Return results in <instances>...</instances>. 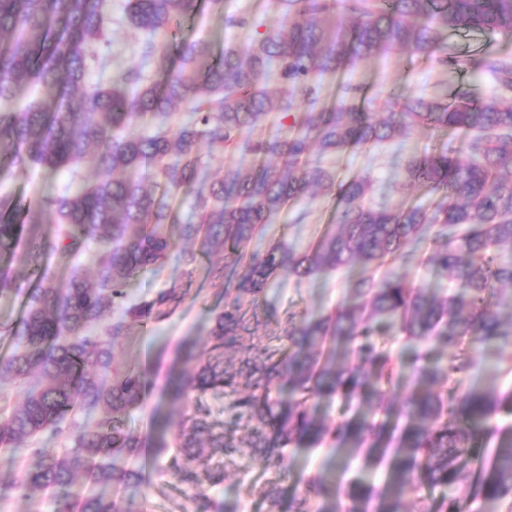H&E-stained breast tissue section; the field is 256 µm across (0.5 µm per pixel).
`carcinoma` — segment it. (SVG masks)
Wrapping results in <instances>:
<instances>
[{"mask_svg": "<svg viewBox=\"0 0 512 512\" xmlns=\"http://www.w3.org/2000/svg\"><path fill=\"white\" fill-rule=\"evenodd\" d=\"M104 0H0V148L9 155L6 172L38 167L66 169L74 188L22 205L0 198V248L25 228L48 224L49 253H81L95 240L100 250L93 279L77 274L65 281L46 275L29 290L21 319L5 325L15 349L0 358V380L25 383L21 404L0 411V447L57 433L72 413L101 417L69 427L72 446L63 454L32 448L17 483L1 489L56 490L54 512H119L96 492L119 487L138 473L119 465L122 455L164 444L124 428L126 412L145 399L147 371L136 366L112 374V341L124 334L126 319L167 315L163 306L176 288L142 307L126 306L125 287L135 274L161 267L174 242L164 233L178 227L200 239L202 252L226 251L214 274L232 286L224 290V312L211 333L212 353L201 358L185 389L204 393L230 389L224 413L251 431L247 447L215 437L209 452L232 460L250 456L267 466L286 468L290 444L351 447L365 461L387 467L382 488L362 485L345 493L312 477L294 512H309L311 499L324 501L320 512H406L403 495L427 485L445 490L435 512H468L470 500L504 502L512 512V438L485 456L477 442L488 419L512 411V393L494 397L470 386L461 375L472 366L475 343L512 344V318L494 307L496 287L512 285V59L488 57L480 63L494 78L499 94L473 104L461 92L455 102L395 95L399 110L381 116L357 105L362 88L337 85V101H321V78L348 63L398 49L425 55L442 65L466 70L468 59L448 60L447 35L460 30H491L512 35V0H279L283 19L252 41L245 52L180 37L184 22L198 11V0H128L127 23L162 32L165 43L149 42L145 56L162 75V87L144 83L137 67L127 68L106 85L92 83V67L105 62L109 18ZM275 75L279 94L267 89ZM303 92L308 106L297 109ZM171 132L151 136L124 133L131 121L164 124ZM428 131L457 138L450 151H425L399 160L408 181L437 194L429 207L417 203L371 204L369 177L340 179L322 159L369 144L407 140ZM205 143L243 155L238 165L210 179ZM96 150L97 175L79 170ZM336 195L337 230L304 251L278 241L263 253L249 243L286 208L318 192ZM192 199L182 215L183 197ZM433 228L427 262L463 292L440 295L413 287L392 270L405 247L425 239ZM362 266L354 284L358 301L343 302L328 314L286 318L289 350H270L259 341L238 369L224 364L219 350L240 345L256 317L250 307L276 287L286 271L299 278L323 271ZM120 318L94 327L112 309ZM433 342L452 350L444 365L421 368L401 403L405 422L394 448H382L386 426L361 416L376 386L399 383L395 359L380 347L379 335ZM245 378L244 390L236 379ZM284 382L293 398L271 397ZM339 397L355 408L351 418L327 428L308 405L316 397ZM196 421L182 430L170 469L194 488V512H223V505L196 489L192 463L204 452ZM81 474L90 490L65 493ZM467 490V496L456 492Z\"/></svg>", "mask_w": 512, "mask_h": 512, "instance_id": "cac0c4a2", "label": "carcinoma"}]
</instances>
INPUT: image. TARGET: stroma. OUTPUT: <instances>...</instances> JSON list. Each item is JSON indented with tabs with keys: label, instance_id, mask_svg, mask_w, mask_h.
Here are the masks:
<instances>
[{
	"label": "stroma",
	"instance_id": "1",
	"mask_svg": "<svg viewBox=\"0 0 512 512\" xmlns=\"http://www.w3.org/2000/svg\"><path fill=\"white\" fill-rule=\"evenodd\" d=\"M112 14L108 28L111 41L109 60L91 71L92 81L109 82L113 74L131 66L139 67L149 81L158 76L151 61L143 54L147 41L162 42L164 34L137 31L126 21V0H106ZM222 11L214 12L202 7L194 21L184 23L181 35L185 38L204 39L214 48L229 44L244 49L255 33L236 26V19L257 17L264 27L276 26L281 17L277 0H223ZM448 52L452 55L512 56V36L490 31H461L448 35ZM367 86L372 100L369 111L383 113L391 92H409L426 99L452 97L456 90L466 89L472 100L481 101L496 90L493 77L484 71L464 73L453 67H444L425 56H408L395 50L359 60L344 70L342 76L325 75L322 80V97L332 100L338 80ZM436 137L422 134L406 141H393L382 145L361 148L352 153L325 157L324 163L338 177L346 178L363 174L378 187L384 200L397 205L414 202L430 205L431 197L425 190L408 186L400 168L394 164L395 156H406L429 150L436 146ZM70 181L68 171L48 173L41 169L14 172L7 180L0 181V195L30 202L34 199L63 191ZM299 209L307 217L295 223L293 212L282 213L268 226L263 237L252 241L250 251H263L269 243L282 240L297 249H305L323 232L333 230L335 207L330 196L315 200H302ZM45 235L42 229L24 234L20 244L13 249L0 251V268L10 272V291L0 294V323L8 324L19 319L25 292L39 276L42 264V247ZM197 251L195 264H186L183 249ZM200 244L188 242L186 247H174L162 269L139 272L127 287L128 300L144 304L155 300L163 291L176 288L177 296L171 302L170 312L163 318L148 321L131 320L125 335L112 343V368L122 372L139 365L145 368L150 379V390L142 404L131 409L124 418V425L134 432L164 441L165 452L159 456L139 455L127 458L128 467L142 470L144 478L122 487L119 492L105 490V497H116L124 512H192L190 493L170 472L174 455L173 446L183 424L189 418L200 417L206 422L204 439L227 436L235 443L249 438V431L227 424L224 418V400L215 393L205 395H178L176 388L183 374L194 371L202 351L211 349L210 332L217 316L224 310V284L212 278L211 269L223 266L224 254L216 250L209 254L199 251ZM360 267L339 272H324L311 278H297L281 273L276 288L269 291L257 308L258 321L252 326V336L244 337V347L226 352L227 364L239 365L247 354L253 336H279L283 333L286 312L313 315L328 312L338 302L349 297L348 285L360 275ZM395 358L402 377L414 376L424 365L446 363L450 352L435 344H415L392 340L387 344ZM474 365L462 380L463 386H477L500 394L512 392V372L506 366L512 361V346L476 347ZM287 469L268 470L257 460L240 457L235 465L225 468L224 481L209 488L211 497L223 502L227 512H266L267 502L259 490L266 482H276L281 491L278 512H292L294 498L303 493V482L314 476L328 483L347 482L363 476L373 484L382 483L385 472H362L359 460L348 457L345 451L326 445L315 448L288 446Z\"/></svg>",
	"mask_w": 512,
	"mask_h": 512
}]
</instances>
